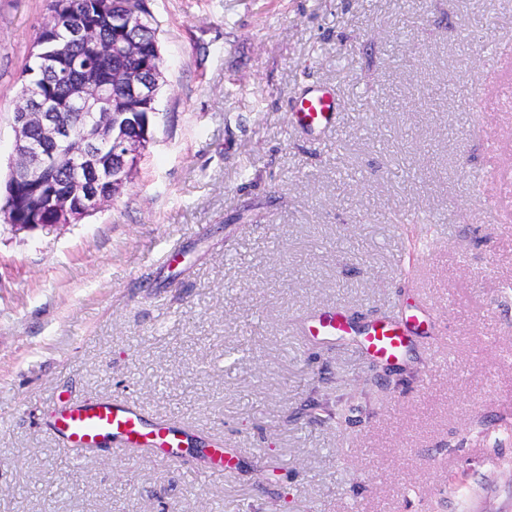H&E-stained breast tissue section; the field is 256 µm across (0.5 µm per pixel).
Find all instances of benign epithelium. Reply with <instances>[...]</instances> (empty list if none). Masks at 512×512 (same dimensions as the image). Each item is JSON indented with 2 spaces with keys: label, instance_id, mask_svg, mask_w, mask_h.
Listing matches in <instances>:
<instances>
[{
  "label": "benign epithelium",
  "instance_id": "benign-epithelium-1",
  "mask_svg": "<svg viewBox=\"0 0 512 512\" xmlns=\"http://www.w3.org/2000/svg\"><path fill=\"white\" fill-rule=\"evenodd\" d=\"M136 3L137 0L123 4L119 0H94L96 12L112 18V25L125 32L137 30L142 22ZM53 15L57 27L69 30L72 38L94 55L129 58L140 53L141 43L135 40L120 44L100 41L91 26L74 24L61 5ZM47 42L46 35L36 39L30 55L43 59L49 74H69V60L48 53ZM116 79L123 89L119 95L105 87L88 68L73 81L72 96L81 101L84 109L79 117L80 140L74 143L72 128L57 120L52 106L38 96L35 83L28 75H21L19 99L28 101L29 108L13 118L15 162L5 190L9 194L25 182L42 198V205L31 215L32 223L15 224V230L75 224L120 192L134 163L152 140V135L141 132L133 120V109L139 103H154L164 71L159 66L145 76L121 69Z\"/></svg>",
  "mask_w": 512,
  "mask_h": 512
}]
</instances>
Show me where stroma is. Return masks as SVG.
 Wrapping results in <instances>:
<instances>
[{"label":"stroma","instance_id":"stroma-1","mask_svg":"<svg viewBox=\"0 0 512 512\" xmlns=\"http://www.w3.org/2000/svg\"><path fill=\"white\" fill-rule=\"evenodd\" d=\"M146 4L165 83L132 180L0 223V512H512V0ZM49 5L0 0V189ZM317 84L339 121L307 134ZM332 305L429 329L389 371L297 336ZM99 397L195 447L74 456L44 420ZM338 114L335 92L326 87H309L296 100L293 110V125L305 132H321L331 127Z\"/></svg>","mask_w":512,"mask_h":512}]
</instances>
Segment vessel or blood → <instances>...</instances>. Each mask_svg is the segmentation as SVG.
I'll return each instance as SVG.
<instances>
[{"mask_svg":"<svg viewBox=\"0 0 512 512\" xmlns=\"http://www.w3.org/2000/svg\"><path fill=\"white\" fill-rule=\"evenodd\" d=\"M337 114L335 92L321 86L305 90L292 110L294 126L308 133L331 127ZM303 332L315 340L347 336L351 333L350 317L340 309H318L304 320ZM362 336L364 350L376 358H399L407 347L405 328L386 320L371 322ZM46 428L73 453L107 446L117 451L141 448L160 458L175 459L191 444L183 428L150 420L140 407L112 398L62 404Z\"/></svg>","mask_w":512,"mask_h":512,"instance_id":"vessel-or-blood-1","label":"vessel or blood"}]
</instances>
